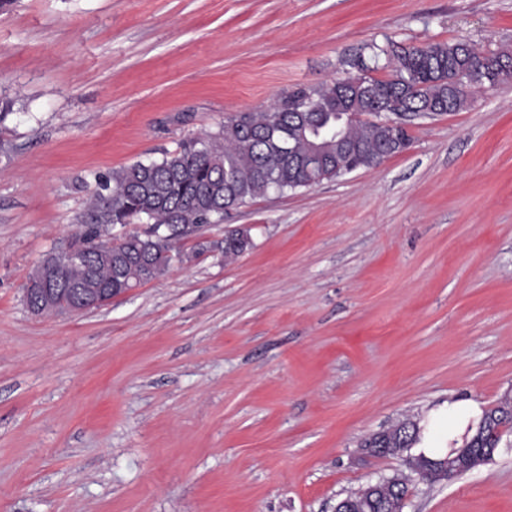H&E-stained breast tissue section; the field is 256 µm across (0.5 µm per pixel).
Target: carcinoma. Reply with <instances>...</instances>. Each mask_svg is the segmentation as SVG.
Instances as JSON below:
<instances>
[{
  "instance_id": "1",
  "label": "carcinoma",
  "mask_w": 512,
  "mask_h": 512,
  "mask_svg": "<svg viewBox=\"0 0 512 512\" xmlns=\"http://www.w3.org/2000/svg\"><path fill=\"white\" fill-rule=\"evenodd\" d=\"M368 55L350 62L360 84L339 79L317 87L300 86L266 109L229 114L216 132L182 143L179 150L159 161L136 162L97 179L89 203L78 218V228L67 237L58 254L77 251V264H64L58 287L125 289L166 273L172 241L184 237L195 224H217L224 212L265 197L312 186L313 176L297 162L314 149L327 161L324 173L335 178L336 155L343 146L355 151L358 167L371 168L376 159L394 156L402 140H412L404 129L392 130L377 113L394 118L402 112H459L470 94L491 85L492 78L465 74L480 52L463 43L435 42L405 47L392 39L366 46ZM390 69L385 77L372 72ZM352 113L343 126V140L326 137L323 130L337 124L336 106ZM147 220L150 229L114 240L106 235L114 224ZM252 246L249 230L237 228L224 239L199 245L192 252H218L236 258ZM512 421V398L504 397L484 412L481 431L468 433L478 448H498L502 439L491 432ZM421 428L403 422L363 448H413ZM398 488L383 491L367 512H396Z\"/></svg>"
}]
</instances>
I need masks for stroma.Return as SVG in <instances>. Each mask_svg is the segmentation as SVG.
Masks as SVG:
<instances>
[{
	"label": "stroma",
	"instance_id": "obj_1",
	"mask_svg": "<svg viewBox=\"0 0 512 512\" xmlns=\"http://www.w3.org/2000/svg\"><path fill=\"white\" fill-rule=\"evenodd\" d=\"M512 50V0H13L0 11V512H334L362 440L512 391V82L409 151L258 198L249 229L81 314L23 288L96 178L345 77L384 37ZM406 512H512V447ZM198 249L187 258L197 257L204 252H218L224 259L236 258L252 246V240L248 229H231L224 233V239L212 241L209 245L199 244Z\"/></svg>",
	"mask_w": 512,
	"mask_h": 512
}]
</instances>
